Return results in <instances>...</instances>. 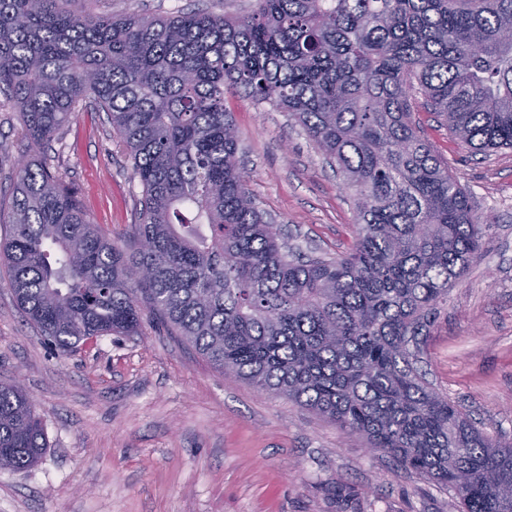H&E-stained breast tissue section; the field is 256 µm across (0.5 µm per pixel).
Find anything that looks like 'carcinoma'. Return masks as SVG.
<instances>
[{
    "label": "carcinoma",
    "instance_id": "1",
    "mask_svg": "<svg viewBox=\"0 0 512 512\" xmlns=\"http://www.w3.org/2000/svg\"><path fill=\"white\" fill-rule=\"evenodd\" d=\"M0 0V94L32 146L95 106L132 161L141 222L109 238L76 192L28 164L0 197V258L56 351L139 330L148 311L226 376L280 393L504 512L512 444L416 367L486 229L412 123L420 94L471 149H512V0H255L244 17L77 14ZM289 113L357 197L336 259L296 258L256 205L226 94ZM150 275L136 283L131 268ZM46 448L23 389L0 385V468Z\"/></svg>",
    "mask_w": 512,
    "mask_h": 512
}]
</instances>
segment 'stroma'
<instances>
[{
  "label": "stroma",
  "mask_w": 512,
  "mask_h": 512,
  "mask_svg": "<svg viewBox=\"0 0 512 512\" xmlns=\"http://www.w3.org/2000/svg\"><path fill=\"white\" fill-rule=\"evenodd\" d=\"M254 0H74L77 11L243 15ZM258 208L289 248L343 256L356 197L287 112L227 96ZM413 120L473 213L481 256L431 318L418 368L492 436L512 439V149L473 153L439 118ZM53 160L113 240L139 221L141 187L106 112L77 113L32 148L0 95V193L21 161ZM20 383L47 446L34 466L0 469V512H459L447 486L394 468L365 441L281 394L225 377L156 319L59 354L26 320L0 266V382Z\"/></svg>",
  "instance_id": "obj_1"
}]
</instances>
